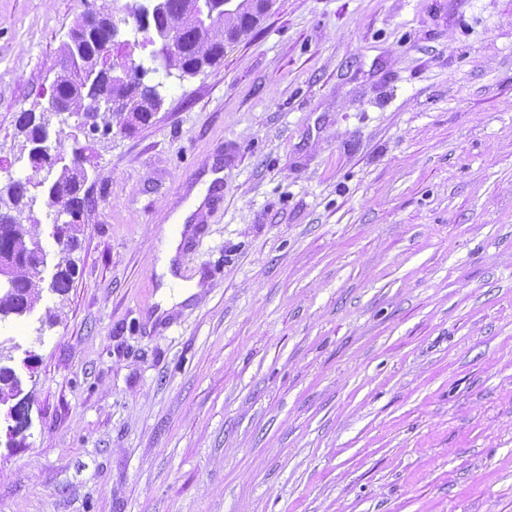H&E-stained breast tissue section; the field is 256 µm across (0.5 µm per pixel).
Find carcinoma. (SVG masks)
<instances>
[{"label": "carcinoma", "instance_id": "cac0c4a2", "mask_svg": "<svg viewBox=\"0 0 512 512\" xmlns=\"http://www.w3.org/2000/svg\"><path fill=\"white\" fill-rule=\"evenodd\" d=\"M196 0H163L164 16L181 20L185 23L182 30L184 53L180 56L161 55L159 51L150 52L152 67L147 68L138 63L134 68L143 73L164 71L180 73V77L193 76L215 60L224 56L226 46L237 42L254 28L261 6L257 0H245L246 6L238 15L215 14L209 20H195ZM135 15V31L153 35L144 37L141 45L160 43L164 38L163 25L155 24L153 18L143 22L141 15L145 8L140 4L131 6ZM105 38L99 30L89 32L84 28V21H79L71 30L68 41L62 47L60 72L53 82V93L63 98L69 111L91 114L95 121L110 128V117L123 118L121 128L133 129L137 125L150 122L155 112L164 103L160 88L162 83L143 85L140 91H132L123 83H112L105 73L112 69V58L99 55ZM125 94L128 102L118 109L107 108L103 98L109 95ZM87 171L81 163L72 160L64 163L52 178L49 188L43 191L46 204L69 211L70 215L79 217L86 198L80 196L82 184ZM36 239L32 225L16 221L11 211H0V253L19 254L26 250L29 243ZM16 292L11 294L0 290V318L10 314L23 315L33 308L38 299L37 280L33 278L24 265L16 266L13 271ZM14 380L12 368L0 366V402L12 396Z\"/></svg>", "mask_w": 512, "mask_h": 512}]
</instances>
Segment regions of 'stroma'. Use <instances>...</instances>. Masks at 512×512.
Instances as JSON below:
<instances>
[{"label": "stroma", "mask_w": 512, "mask_h": 512, "mask_svg": "<svg viewBox=\"0 0 512 512\" xmlns=\"http://www.w3.org/2000/svg\"><path fill=\"white\" fill-rule=\"evenodd\" d=\"M0 0V187L47 253L0 320V512H512V0H276L97 144L70 259L22 112L88 5ZM223 171L173 261L158 242ZM182 241V235H172L169 227L163 231L159 243L160 260L157 264V273L162 277L161 290L157 296L159 303V309L156 311L157 317H163L175 305L189 301L197 291L189 282L176 278L171 272V259Z\"/></svg>", "instance_id": "35a3bbf8"}]
</instances>
